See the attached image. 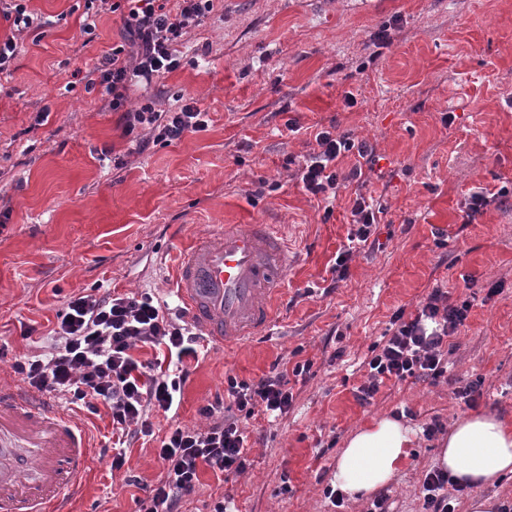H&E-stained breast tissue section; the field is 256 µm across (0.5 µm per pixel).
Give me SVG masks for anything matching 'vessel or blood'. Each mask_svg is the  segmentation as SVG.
Segmentation results:
<instances>
[{
    "label": "vessel or blood",
    "mask_w": 512,
    "mask_h": 512,
    "mask_svg": "<svg viewBox=\"0 0 512 512\" xmlns=\"http://www.w3.org/2000/svg\"><path fill=\"white\" fill-rule=\"evenodd\" d=\"M288 271L278 224H227L180 255L172 291L188 320L215 345L266 333ZM29 447L23 464L0 469V512H68L82 486L90 448L81 424L24 388H0V429Z\"/></svg>",
    "instance_id": "obj_1"
}]
</instances>
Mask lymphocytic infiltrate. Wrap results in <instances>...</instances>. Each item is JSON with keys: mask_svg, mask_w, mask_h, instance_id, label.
Wrapping results in <instances>:
<instances>
[{"mask_svg": "<svg viewBox=\"0 0 512 512\" xmlns=\"http://www.w3.org/2000/svg\"><path fill=\"white\" fill-rule=\"evenodd\" d=\"M168 2L124 0L121 41L101 56L94 71L97 84L111 97L113 110L122 111L126 134L146 127L155 140L171 144L186 133L205 130L207 113L192 103L175 112L156 111L149 103L126 109L129 84L135 77L149 83L178 70L182 58L177 44L188 29L213 12L215 0H176L173 8ZM314 140L317 148L306 157L298 177L308 194L329 206L340 187L361 182L364 166L373 163L374 148L327 127L318 128ZM351 154L357 156V163L346 171L339 168L340 158ZM351 215L350 246L336 257L340 281L348 277L352 246H367L377 224V212L363 194L353 198ZM470 308L469 301L451 300L446 291L436 288L419 302L413 317L397 310L390 321L391 336L367 362V379L355 392L359 404H370L391 380L415 378L434 384L444 378L448 372L444 349L464 325ZM56 318L50 330L53 351L20 356L12 367L45 396L62 397L93 415L107 410L112 422V467L121 469L133 438L151 431L149 412L178 410L187 376L185 361L203 353L201 339L190 324L176 322L146 293L71 295L63 298ZM138 346L154 349L155 358H135L133 350ZM308 369L305 363L290 371L274 369L251 383L228 377L226 398L200 410L213 421L207 431L177 427L162 439L157 451L161 476L141 500L139 512H178L181 502L195 492L201 468L224 475L244 471L248 436L242 421L260 413L286 414L293 401L289 379Z\"/></svg>", "mask_w": 512, "mask_h": 512, "instance_id": "1", "label": "lymphocytic infiltrate"}]
</instances>
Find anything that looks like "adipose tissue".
<instances>
[{
    "instance_id": "obj_1",
    "label": "adipose tissue",
    "mask_w": 512,
    "mask_h": 512,
    "mask_svg": "<svg viewBox=\"0 0 512 512\" xmlns=\"http://www.w3.org/2000/svg\"><path fill=\"white\" fill-rule=\"evenodd\" d=\"M414 435L393 418L353 431L336 461L334 488L354 498L386 484L406 460ZM438 464L463 487L494 482L512 472V423L487 413L459 420L440 443Z\"/></svg>"
}]
</instances>
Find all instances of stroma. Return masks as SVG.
<instances>
[{
	"label": "stroma",
	"mask_w": 512,
	"mask_h": 512,
	"mask_svg": "<svg viewBox=\"0 0 512 512\" xmlns=\"http://www.w3.org/2000/svg\"><path fill=\"white\" fill-rule=\"evenodd\" d=\"M27 8L36 20L22 32L0 18V34L20 47L0 72V386H23L12 368L26 351L21 333L47 334L64 295L99 284L174 302L181 247L224 224L283 225L290 247L269 334L188 361L176 416L151 414L152 435L132 442L122 469L100 451L110 417L76 411L94 452L72 512H137L170 425L206 429L200 409L223 394L226 377L255 381L274 363L305 360L288 414L249 420L246 471L201 469L182 512H209L221 497L233 512H368L369 495L333 506L321 478L333 476L355 428L404 410L414 443L379 492L387 512H424L439 440L422 427L478 412L512 422V195L465 219L477 188L512 184V0H217L179 43L182 67L128 91L130 109L149 97L161 111L193 102L208 112L207 130L171 145L147 129L125 135L121 112L85 87L84 74L118 40L120 13L102 0ZM383 25L390 42L374 46ZM291 119L298 132L288 131ZM330 124L373 144L363 193L382 211L379 248L354 250L338 283L353 191L340 190L328 215L295 179L316 127ZM439 228L448 232L441 245ZM495 283L500 293L488 296ZM435 288L472 304L449 380L389 383L360 405L354 392L371 346L398 309L415 312ZM477 379L482 394L466 404L458 390Z\"/></svg>",
	"instance_id": "1"
}]
</instances>
